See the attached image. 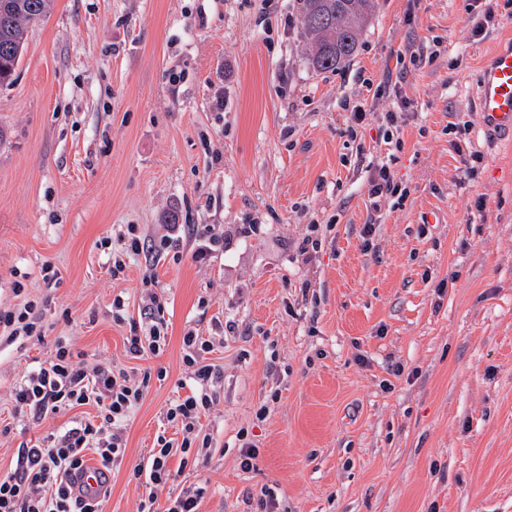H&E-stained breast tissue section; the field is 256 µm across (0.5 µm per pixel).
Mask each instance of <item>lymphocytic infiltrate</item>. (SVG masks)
I'll use <instances>...</instances> for the list:
<instances>
[{
    "instance_id": "1",
    "label": "lymphocytic infiltrate",
    "mask_w": 512,
    "mask_h": 512,
    "mask_svg": "<svg viewBox=\"0 0 512 512\" xmlns=\"http://www.w3.org/2000/svg\"><path fill=\"white\" fill-rule=\"evenodd\" d=\"M46 304L24 300L17 307L0 310V329L12 343L41 335L40 322ZM165 306L152 300L143 330H131L124 347L127 356L138 358L158 352L167 344ZM182 360L190 380L188 392L170 402L165 418L181 432V440L157 435L145 462L134 468L145 497L139 512H198L202 489H187L159 500L160 488L174 485L179 468L211 447L212 438L201 419L214 406L224 370L210 363L211 338L187 332ZM150 374L134 378L127 369L88 361L67 336L57 337L49 361L38 364L17 381L11 391L14 415L37 425L50 415L91 406L94 414L78 416L62 430L48 434L33 445L20 444L13 470L0 475V512H103L104 497H78L70 476L94 453L104 469L122 463L126 451L125 432L134 409L150 387ZM179 457L178 468L169 461Z\"/></svg>"
}]
</instances>
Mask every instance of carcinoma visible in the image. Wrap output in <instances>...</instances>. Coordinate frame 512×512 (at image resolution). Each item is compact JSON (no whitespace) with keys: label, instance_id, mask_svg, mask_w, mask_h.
I'll list each match as a JSON object with an SVG mask.
<instances>
[{"label":"carcinoma","instance_id":"cac0c4a2","mask_svg":"<svg viewBox=\"0 0 512 512\" xmlns=\"http://www.w3.org/2000/svg\"><path fill=\"white\" fill-rule=\"evenodd\" d=\"M50 0H0V87L12 82L28 25L47 13ZM307 42L305 60L315 71H333L356 53L375 0H298Z\"/></svg>","mask_w":512,"mask_h":512}]
</instances>
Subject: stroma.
Here are the masks:
<instances>
[{"label": "stroma", "instance_id": "stroma-1", "mask_svg": "<svg viewBox=\"0 0 512 512\" xmlns=\"http://www.w3.org/2000/svg\"><path fill=\"white\" fill-rule=\"evenodd\" d=\"M488 9L498 26L475 34ZM509 33L506 0H376L355 55L317 72L297 0H51L0 88V307L51 303L43 340L0 346V418L58 336L153 373L104 506L138 512L132 469L157 433H175L164 413L192 331L216 337L224 367L202 419L213 446L178 482L204 486L199 512H247L264 486L279 512H512V137L488 132L475 101ZM348 98L379 116L404 107L400 145L373 124L349 135ZM452 122L469 128L457 144ZM382 163L409 195L381 200L374 222L368 180ZM172 222L186 227L178 242L111 276L127 225L157 240ZM312 224L322 247L307 258ZM202 227L223 244L199 261ZM153 294L167 344L127 358ZM70 419L15 423L0 473L20 443ZM244 428L259 448L247 471Z\"/></svg>", "mask_w": 512, "mask_h": 512}]
</instances>
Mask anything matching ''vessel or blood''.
Here are the masks:
<instances>
[{
  "label": "vessel or blood",
  "instance_id": "vessel-or-blood-1",
  "mask_svg": "<svg viewBox=\"0 0 512 512\" xmlns=\"http://www.w3.org/2000/svg\"><path fill=\"white\" fill-rule=\"evenodd\" d=\"M476 105L486 130L512 135L511 40L500 42L481 70Z\"/></svg>",
  "mask_w": 512,
  "mask_h": 512
}]
</instances>
